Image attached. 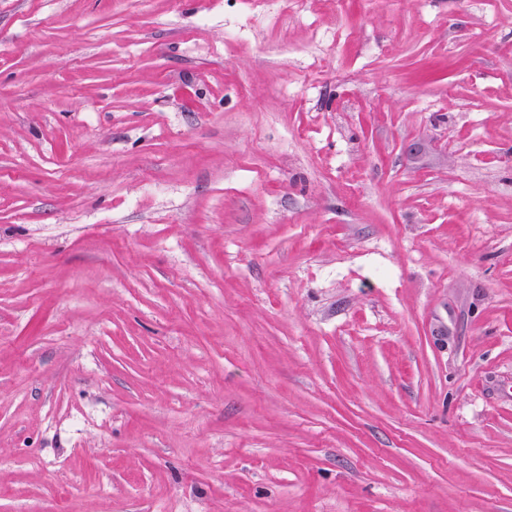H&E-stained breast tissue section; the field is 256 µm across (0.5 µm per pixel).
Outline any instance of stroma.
<instances>
[{"mask_svg":"<svg viewBox=\"0 0 512 512\" xmlns=\"http://www.w3.org/2000/svg\"><path fill=\"white\" fill-rule=\"evenodd\" d=\"M0 512H512V0H0Z\"/></svg>","mask_w":512,"mask_h":512,"instance_id":"35a3bbf8","label":"stroma"}]
</instances>
